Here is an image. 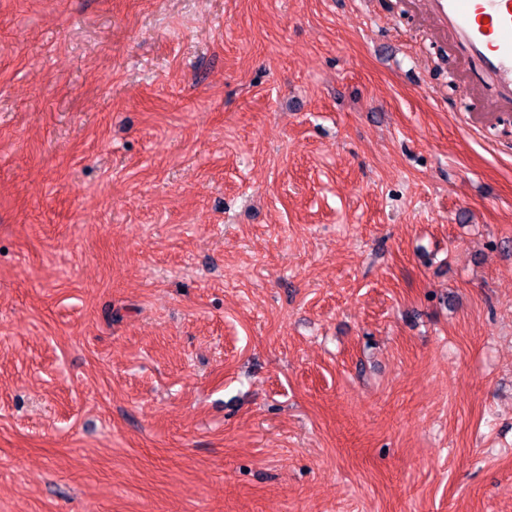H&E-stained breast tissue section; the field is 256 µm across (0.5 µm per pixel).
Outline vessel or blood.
Returning a JSON list of instances; mask_svg holds the SVG:
<instances>
[{"label": "vessel or blood", "instance_id": "b4317fda", "mask_svg": "<svg viewBox=\"0 0 512 512\" xmlns=\"http://www.w3.org/2000/svg\"><path fill=\"white\" fill-rule=\"evenodd\" d=\"M429 10L490 79V111L512 102V0H429Z\"/></svg>", "mask_w": 512, "mask_h": 512}]
</instances>
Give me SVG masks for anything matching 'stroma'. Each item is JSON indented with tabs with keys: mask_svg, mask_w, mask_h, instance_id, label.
Segmentation results:
<instances>
[{
	"mask_svg": "<svg viewBox=\"0 0 512 512\" xmlns=\"http://www.w3.org/2000/svg\"><path fill=\"white\" fill-rule=\"evenodd\" d=\"M426 0H0V512H512V112Z\"/></svg>",
	"mask_w": 512,
	"mask_h": 512,
	"instance_id": "1",
	"label": "stroma"
}]
</instances>
